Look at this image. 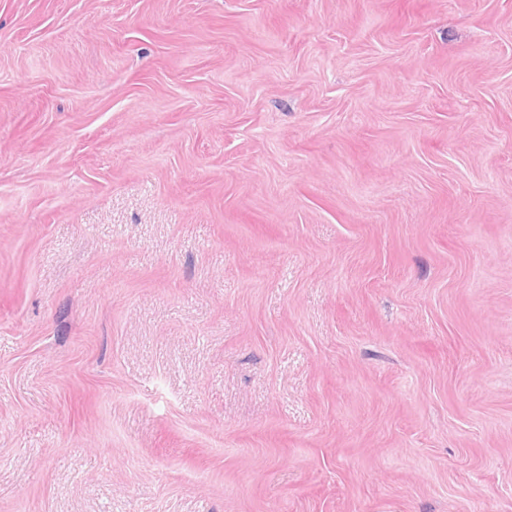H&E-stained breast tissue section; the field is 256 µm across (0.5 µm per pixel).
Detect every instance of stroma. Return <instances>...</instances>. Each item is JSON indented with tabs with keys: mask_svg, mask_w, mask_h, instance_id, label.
Masks as SVG:
<instances>
[{
	"mask_svg": "<svg viewBox=\"0 0 512 512\" xmlns=\"http://www.w3.org/2000/svg\"><path fill=\"white\" fill-rule=\"evenodd\" d=\"M0 512H512V0H0Z\"/></svg>",
	"mask_w": 512,
	"mask_h": 512,
	"instance_id": "35a3bbf8",
	"label": "stroma"
}]
</instances>
